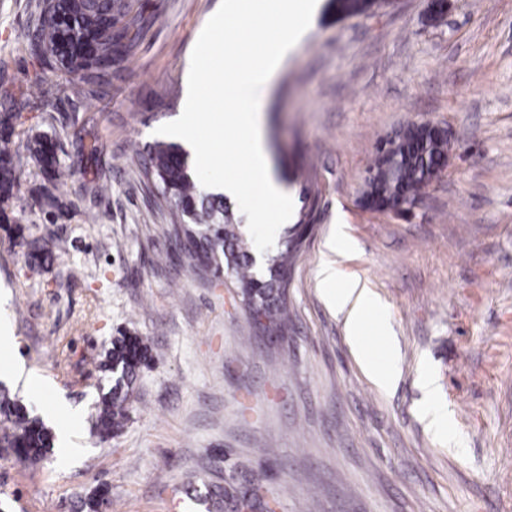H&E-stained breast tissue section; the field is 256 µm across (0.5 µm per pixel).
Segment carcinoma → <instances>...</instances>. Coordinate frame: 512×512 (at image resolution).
I'll return each instance as SVG.
<instances>
[{
    "label": "carcinoma",
    "instance_id": "carcinoma-1",
    "mask_svg": "<svg viewBox=\"0 0 512 512\" xmlns=\"http://www.w3.org/2000/svg\"><path fill=\"white\" fill-rule=\"evenodd\" d=\"M374 0H330L338 20L364 14ZM66 19L69 42L74 51L66 56L59 71L74 77L77 87L100 83L112 65L127 61L136 54L140 35L153 24V18L140 10L133 11L132 0H46L33 31L47 58L57 62L63 30L55 16ZM396 149L388 159H375L372 176L364 181L363 198L391 200L403 189L429 179L437 159L448 154V139L424 140L420 128L409 125L396 132ZM26 151L53 189L58 180L56 143L35 137L27 141ZM18 150L11 134H0V218L8 219V209L19 187ZM140 176L156 188L159 200L169 207L178 254L194 269L216 274L225 273L235 280L249 310L259 311L265 330L283 335L288 328L286 281L288 261L297 251L300 240L285 236L281 249L267 257L262 272L255 263L240 225L224 206V195L203 188L193 170L188 153L174 142L160 141L140 163ZM151 359L150 347L140 336L123 335L112 339L100 368L112 375V387L100 392L92 432L105 439L123 426L128 415L134 383ZM0 447L17 448L21 463L41 461L54 448V435L26 405L0 388ZM208 499L222 507L228 501L232 512H269V505L257 494L245 490L232 493L222 486L208 492Z\"/></svg>",
    "mask_w": 512,
    "mask_h": 512
}]
</instances>
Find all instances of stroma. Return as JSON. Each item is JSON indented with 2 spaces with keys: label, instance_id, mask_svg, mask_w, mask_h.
<instances>
[{
  "label": "stroma",
  "instance_id": "obj_1",
  "mask_svg": "<svg viewBox=\"0 0 512 512\" xmlns=\"http://www.w3.org/2000/svg\"><path fill=\"white\" fill-rule=\"evenodd\" d=\"M44 0H0V115L13 140H56L69 192L22 158L0 223V317L17 348L5 385L35 414L63 402L75 457L25 466L0 455V512H207L216 485L257 490L274 512H512V0H380L312 30L259 105L268 163L303 231L288 266V334L257 335L232 279L171 252L155 189L127 165L183 111L193 47L220 0H136L154 24L94 96L78 98L17 38ZM448 131L445 170L401 216L360 203L384 139L411 123ZM343 225L344 276L380 299L398 379L379 389L317 277ZM53 232L51 258L29 240ZM143 337L152 360L123 429L91 431L99 362L112 339ZM460 446L424 419L423 372Z\"/></svg>",
  "mask_w": 512,
  "mask_h": 512
}]
</instances>
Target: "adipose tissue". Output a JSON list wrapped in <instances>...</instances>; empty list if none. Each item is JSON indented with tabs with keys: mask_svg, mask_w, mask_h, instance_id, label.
Instances as JSON below:
<instances>
[{
	"mask_svg": "<svg viewBox=\"0 0 512 512\" xmlns=\"http://www.w3.org/2000/svg\"><path fill=\"white\" fill-rule=\"evenodd\" d=\"M343 242L341 233H334L324 243L325 259L318 270L327 305L343 315L349 342L360 364L375 384L384 390L394 386L395 370L388 364H379L365 335L368 318L380 306L370 289L361 287L359 281L344 278L334 259Z\"/></svg>",
	"mask_w": 512,
	"mask_h": 512,
	"instance_id": "ef3b65f1",
	"label": "adipose tissue"
}]
</instances>
